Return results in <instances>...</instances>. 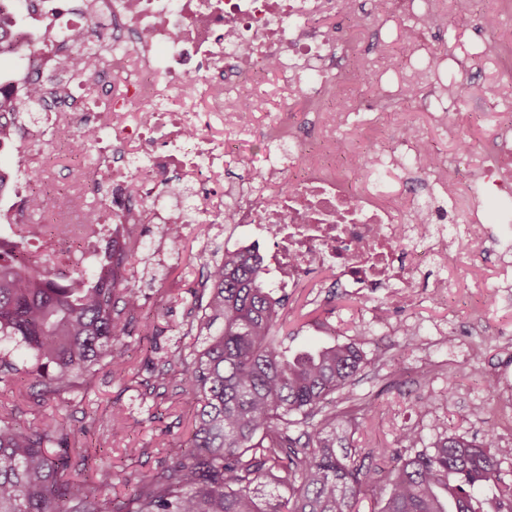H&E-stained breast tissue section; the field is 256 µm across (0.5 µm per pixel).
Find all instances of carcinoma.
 I'll return each instance as SVG.
<instances>
[{
    "label": "carcinoma",
    "mask_w": 512,
    "mask_h": 512,
    "mask_svg": "<svg viewBox=\"0 0 512 512\" xmlns=\"http://www.w3.org/2000/svg\"><path fill=\"white\" fill-rule=\"evenodd\" d=\"M42 91L0 96V146L39 107ZM142 249L129 232L112 252L102 288L83 269L50 278L47 260L24 240L0 248V340L31 356L42 406L81 393L97 371L127 363L140 293L128 271ZM202 296L183 335L196 342L153 365L149 394H188L195 402L186 452L138 480L125 496L88 494L69 477L95 456L90 428L48 418L22 426L18 407L0 400V512H358L380 491L377 512H512V479L501 464L512 445L448 429L429 441L407 428L399 448L351 445L369 403L344 390L368 364L357 335L289 358L274 343L286 320L252 257L226 252L203 265ZM64 443L59 452L53 448ZM284 493L266 498L261 488Z\"/></svg>",
    "instance_id": "cac0c4a2"
}]
</instances>
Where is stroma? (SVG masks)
<instances>
[{
	"instance_id": "obj_1",
	"label": "stroma",
	"mask_w": 512,
	"mask_h": 512,
	"mask_svg": "<svg viewBox=\"0 0 512 512\" xmlns=\"http://www.w3.org/2000/svg\"><path fill=\"white\" fill-rule=\"evenodd\" d=\"M139 231L145 247L134 263L135 284L140 291V323L149 324L151 344L138 336L127 337L129 366L124 373L100 372L90 382L82 403L64 395L39 407L26 398L32 382L26 369L28 353L12 342L0 341V353L10 354L19 372L0 382V397L15 398L22 408L21 421L34 422L53 415L82 419L91 428L94 444L106 448L94 472L76 475L75 480L100 495H121L125 488L117 479H104V471L123 463L131 480L153 473L185 447L194 402L189 395L175 399L149 397L144 383L151 377V354L166 355L176 347L192 344V337L175 332L186 320L193 299L188 285L198 279L202 265L212 253L223 251L224 232L206 224H190L178 243H171L162 225L143 224ZM468 278L458 280L447 299L434 296L436 278L452 276V268L426 262L414 275L417 303L411 308L393 307L388 322L369 326L367 312L384 305L386 289L373 288L361 294L337 289L322 299L319 284L323 274L310 275L300 288L289 292L285 310L287 323L276 341L291 352L333 340L344 342L364 328H372L380 354H369V363L351 390L370 400L371 409L354 436L357 447L394 442L404 428L413 427L423 438H431L448 426L471 437L497 431L512 443V424L500 418L512 403V384L499 391L497 375L512 374V303L479 294L473 281L494 283L498 267L480 246H467ZM428 403L427 412L418 404ZM124 411L123 439L112 437V411ZM166 447H156L158 435ZM138 453L127 457V445Z\"/></svg>"
}]
</instances>
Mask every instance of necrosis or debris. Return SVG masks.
Here are the masks:
<instances>
[{
  "mask_svg": "<svg viewBox=\"0 0 512 512\" xmlns=\"http://www.w3.org/2000/svg\"><path fill=\"white\" fill-rule=\"evenodd\" d=\"M463 16L475 29L471 52L453 54L440 39ZM27 20L0 40V56L29 49L35 68L57 72L91 47L84 82L42 103L53 144L68 151L80 135L97 149L94 166L72 156L68 189H42L50 153L29 132L20 207L44 202L50 224H29L7 210L0 242L24 234L57 265L104 275L105 248L125 235L128 215L146 224H230L247 228L240 248L256 249L275 288H295L312 271H335L336 285L386 288L398 307L415 300L408 247L448 261L458 242H483L495 219L512 235V41L501 39L512 0H34ZM400 60L384 52L392 37ZM495 61L474 110L499 107L482 143L465 139L449 74L480 73ZM372 77L380 100L358 97ZM396 110L387 145L373 153L346 147L351 116ZM426 113L468 158L436 151L413 120ZM269 146L258 169L236 147ZM460 153V154H461ZM241 168L225 182L224 168ZM376 180L354 192L348 175L363 165ZM112 182L109 201L85 208L90 176ZM452 226L432 223L435 200Z\"/></svg>",
  "mask_w": 512,
  "mask_h": 512,
  "instance_id": "1",
  "label": "necrosis or debris"
}]
</instances>
